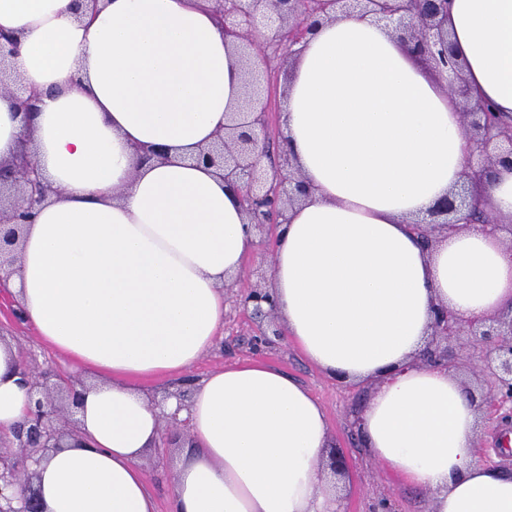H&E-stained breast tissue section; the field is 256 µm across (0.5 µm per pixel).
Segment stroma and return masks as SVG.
<instances>
[{"mask_svg": "<svg viewBox=\"0 0 512 512\" xmlns=\"http://www.w3.org/2000/svg\"><path fill=\"white\" fill-rule=\"evenodd\" d=\"M13 310L10 296L0 293V336L14 346L21 360L64 377L72 376L74 370L70 364L42 347L35 331L15 319ZM252 334L253 325L247 315L235 305H228L220 338L190 371V378L199 380L223 366L255 359L281 368L321 402L327 413L329 443L341 448L348 459L349 469L341 493L343 512H370L372 505L382 498L390 499L396 512H431L430 492L406 486L392 472L366 458L360 438L351 425L350 411L357 398L368 396L367 384L343 385L331 380L286 341L274 350L255 352L248 344ZM502 427L500 416H481L476 441L481 463L506 470L512 468V457L498 449ZM180 458V449L155 448L141 463L144 478L156 499L157 512H169Z\"/></svg>", "mask_w": 512, "mask_h": 512, "instance_id": "35a3bbf8", "label": "stroma"}]
</instances>
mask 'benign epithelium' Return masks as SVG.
Returning <instances> with one entry per match:
<instances>
[{
  "instance_id": "benign-epithelium-1",
  "label": "benign epithelium",
  "mask_w": 512,
  "mask_h": 512,
  "mask_svg": "<svg viewBox=\"0 0 512 512\" xmlns=\"http://www.w3.org/2000/svg\"><path fill=\"white\" fill-rule=\"evenodd\" d=\"M224 16V40L234 44L245 62L243 111L233 114L213 145L202 148L196 161L224 172V180L236 185L247 223L254 232H272L288 223V212L310 192L293 160L278 141L279 164L261 168L266 156L268 101L262 97L261 68L273 56L293 58V47L323 21L340 16L373 15L413 54L426 58L438 73L450 72L448 91L459 100L470 153L467 159L474 183L482 181L498 165L512 167V126L494 120L488 104L472 101L461 65L448 37V0H215ZM17 40L0 34V94L12 93L6 73ZM38 173L35 162L0 164V271L14 263V251L22 225L36 206L54 193ZM477 199L463 186L442 198L428 216L409 225L424 246L457 232L475 220ZM236 303L255 325L252 341L262 351L275 346L283 336L277 322L273 288L265 281L240 291ZM432 339L419 355L429 366L454 370L461 355L448 341L467 337L468 360L491 381L480 408L497 412L512 422V309L481 320H463L443 305L434 308ZM31 376L33 405L22 425L8 439L11 451H0V512H43L31 483L29 462H38L49 451L77 437V430L61 422L77 414L84 381L52 376L23 365Z\"/></svg>"
}]
</instances>
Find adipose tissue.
<instances>
[{
	"label": "adipose tissue",
	"mask_w": 512,
	"mask_h": 512,
	"mask_svg": "<svg viewBox=\"0 0 512 512\" xmlns=\"http://www.w3.org/2000/svg\"><path fill=\"white\" fill-rule=\"evenodd\" d=\"M473 98L512 121V0H451ZM38 110L0 95V163L22 147L58 187L37 208L6 286L39 342L90 381L80 436L33 467L45 512H156L140 467L159 435L145 386L190 371L224 327L220 287L258 248L223 174L193 156L241 97L237 59L201 0H0V32ZM447 76L359 15L301 44L282 115L311 186L274 248L285 338L332 379L369 382L368 457L429 491L433 512H512V475L480 463L478 404L455 372L418 362L435 304L463 319L512 303V237L472 224L424 249L408 227L465 179L468 142ZM143 148L159 154L143 159ZM478 201L512 222V169ZM31 381L0 342V435ZM171 512H339L319 466L328 421L285 371L209 373L186 411Z\"/></svg>",
	"instance_id": "adipose-tissue-1"
}]
</instances>
